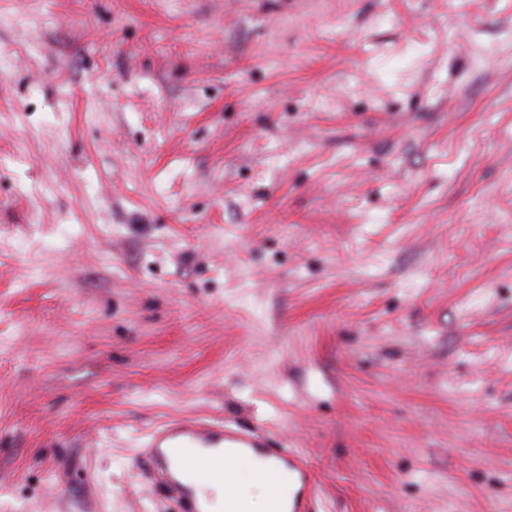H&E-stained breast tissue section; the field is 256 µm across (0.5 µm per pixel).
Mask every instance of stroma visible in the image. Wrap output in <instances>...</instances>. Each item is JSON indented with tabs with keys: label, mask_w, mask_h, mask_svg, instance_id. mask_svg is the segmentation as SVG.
Here are the masks:
<instances>
[{
	"label": "stroma",
	"mask_w": 512,
	"mask_h": 512,
	"mask_svg": "<svg viewBox=\"0 0 512 512\" xmlns=\"http://www.w3.org/2000/svg\"><path fill=\"white\" fill-rule=\"evenodd\" d=\"M177 417L512 512V0H0V512H176Z\"/></svg>",
	"instance_id": "1"
}]
</instances>
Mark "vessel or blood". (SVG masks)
Wrapping results in <instances>:
<instances>
[{
	"instance_id": "1",
	"label": "vessel or blood",
	"mask_w": 512,
	"mask_h": 512,
	"mask_svg": "<svg viewBox=\"0 0 512 512\" xmlns=\"http://www.w3.org/2000/svg\"><path fill=\"white\" fill-rule=\"evenodd\" d=\"M264 460L255 476L265 483L279 484L288 479L292 485L288 495H275L273 512H301L304 497L313 489L316 478L307 461L284 448L274 447L263 434L241 432L224 427L220 422L177 418L154 429L141 460L162 483L179 512H203L201 503L183 484L179 473L224 482V512H243L232 484L241 460L250 454Z\"/></svg>"
}]
</instances>
